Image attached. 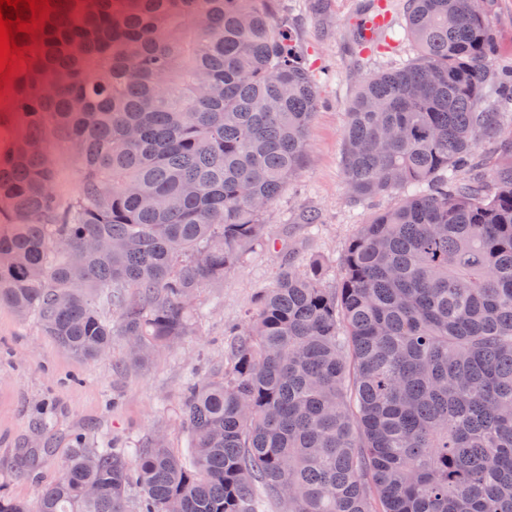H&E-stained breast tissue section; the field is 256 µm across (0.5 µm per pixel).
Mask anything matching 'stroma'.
<instances>
[{
  "instance_id": "1",
  "label": "stroma",
  "mask_w": 512,
  "mask_h": 512,
  "mask_svg": "<svg viewBox=\"0 0 512 512\" xmlns=\"http://www.w3.org/2000/svg\"><path fill=\"white\" fill-rule=\"evenodd\" d=\"M297 19L298 44L313 71L321 106L308 134L309 160L276 198L265 217L273 247L259 246L226 272L222 281L202 285L192 303L205 316L186 336L161 346L147 366L118 365L126 346L114 338L110 351L79 360L45 336L35 318L0 306V496L35 502L57 480L70 448L111 441L141 444L164 438L190 460L179 406L186 385L199 377L223 375L229 365V329L252 308L259 290L272 286L288 247L301 256H321L339 270L344 250L372 214L395 207L388 194L373 202L354 200L344 177L343 133L349 106L364 75L385 59L408 60L410 42L386 43L385 56L359 52L352 38L363 0H283ZM496 66L512 65V0H493L489 13ZM319 217L310 234L300 214Z\"/></svg>"
}]
</instances>
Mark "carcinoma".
I'll use <instances>...</instances> for the list:
<instances>
[{
	"label": "carcinoma",
	"mask_w": 512,
	"mask_h": 512,
	"mask_svg": "<svg viewBox=\"0 0 512 512\" xmlns=\"http://www.w3.org/2000/svg\"><path fill=\"white\" fill-rule=\"evenodd\" d=\"M0 159V305L71 355L112 337L141 368L193 329L197 288L265 237L308 157L318 103L280 0H48ZM489 0H406L417 56L364 77L342 164L359 225L339 282L288 253L232 364L180 405L192 463L162 440L74 448L33 504L0 512H512V75ZM54 138L81 171L55 189ZM507 162L486 180L479 141Z\"/></svg>",
	"instance_id": "carcinoma-1"
}]
</instances>
